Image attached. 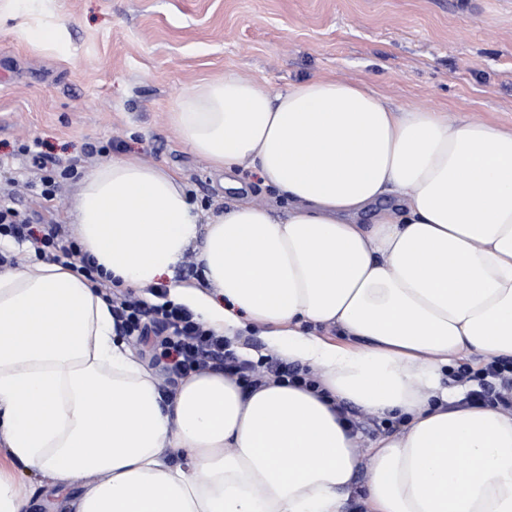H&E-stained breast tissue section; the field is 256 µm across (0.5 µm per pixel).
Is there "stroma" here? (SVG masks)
Returning a JSON list of instances; mask_svg holds the SVG:
<instances>
[{
  "mask_svg": "<svg viewBox=\"0 0 512 512\" xmlns=\"http://www.w3.org/2000/svg\"><path fill=\"white\" fill-rule=\"evenodd\" d=\"M71 53L35 48L0 27V198L46 215L36 140L75 167L55 202L62 233L81 174L134 156L178 174L202 212L234 194L273 201L258 176L224 189L171 132L175 98L234 71L270 93L313 78L364 82L392 104L512 128V0H57Z\"/></svg>",
  "mask_w": 512,
  "mask_h": 512,
  "instance_id": "stroma-1",
  "label": "stroma"
}]
</instances>
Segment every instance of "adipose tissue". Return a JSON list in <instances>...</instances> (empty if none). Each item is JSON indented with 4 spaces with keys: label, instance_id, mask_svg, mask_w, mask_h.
<instances>
[{
    "label": "adipose tissue",
    "instance_id": "obj_1",
    "mask_svg": "<svg viewBox=\"0 0 512 512\" xmlns=\"http://www.w3.org/2000/svg\"><path fill=\"white\" fill-rule=\"evenodd\" d=\"M9 20L69 54L56 0H0ZM168 121L223 187L256 170L287 211L242 198L204 216L175 173L118 157L74 201L82 254L146 300L167 282L239 355L257 331L318 387L207 369L164 392L94 283L35 258L0 269L12 464L81 484L74 512H348L358 481L364 512H512V412L467 403L447 376L464 356L512 360V129L329 78L273 95L233 71ZM344 406L400 428L361 456Z\"/></svg>",
    "mask_w": 512,
    "mask_h": 512
}]
</instances>
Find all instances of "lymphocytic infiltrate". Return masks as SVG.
Wrapping results in <instances>:
<instances>
[{
	"label": "lymphocytic infiltrate",
	"mask_w": 512,
	"mask_h": 512,
	"mask_svg": "<svg viewBox=\"0 0 512 512\" xmlns=\"http://www.w3.org/2000/svg\"><path fill=\"white\" fill-rule=\"evenodd\" d=\"M34 245L38 255L65 266L78 265L80 273L93 277L94 266L81 260L76 243L62 235L55 221L46 222ZM112 315L125 335L144 341L152 335L160 337V346L154 349L151 359L163 366L169 385H177L179 379L194 368L221 369L247 382L262 381L263 375L256 374L248 361L240 359L228 340L206 328L182 305L169 300L159 305L150 304L116 288L112 291ZM457 376L481 379L479 390L473 393L475 401L512 409V363L493 359L476 371L461 367Z\"/></svg>",
	"instance_id": "lymphocytic-infiltrate-1"
}]
</instances>
